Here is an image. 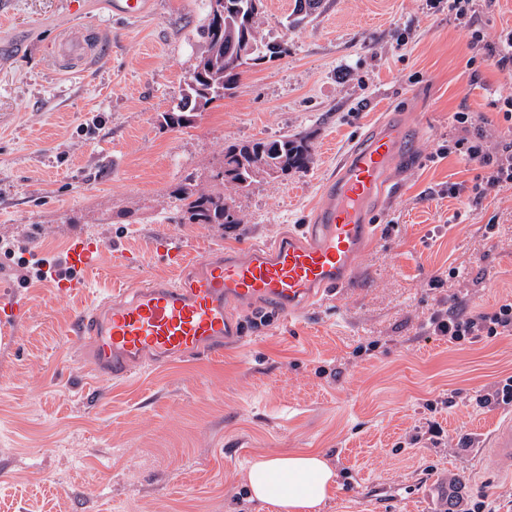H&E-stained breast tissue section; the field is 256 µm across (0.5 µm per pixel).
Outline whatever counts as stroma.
I'll use <instances>...</instances> for the list:
<instances>
[{"instance_id":"1","label":"stroma","mask_w":512,"mask_h":512,"mask_svg":"<svg viewBox=\"0 0 512 512\" xmlns=\"http://www.w3.org/2000/svg\"><path fill=\"white\" fill-rule=\"evenodd\" d=\"M108 4L6 0L0 26V292L27 305L22 323L0 326V512H271L249 497L250 461L310 448L337 474L321 512H464L477 496L512 512V457L486 450L505 413L476 403L512 375V335L452 347L425 331L434 310L512 300V188L478 204L449 197L475 170L437 155L461 137L462 109L495 149L507 125L490 101L512 95V73L467 69L466 28L430 0H324L295 27L292 0H263L260 33L287 55L170 127L163 115L206 47V0H151L136 21ZM76 26L102 29L106 44L88 73L68 76L51 50ZM389 112L408 122V149L350 288L292 320L239 312L242 338L220 356L112 384L84 368L71 334L80 309L105 289L176 277L156 237L199 258L312 223L325 179ZM285 134L310 145L306 171L225 185L239 223H181L179 186L213 190L228 146ZM77 236L100 247L77 292L22 281L31 258L65 271ZM429 400L442 408L430 413ZM466 434L472 447H459Z\"/></svg>"}]
</instances>
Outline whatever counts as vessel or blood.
I'll list each match as a JSON object with an SVG mask.
<instances>
[{
    "label": "vessel or blood",
    "instance_id": "b4317fda",
    "mask_svg": "<svg viewBox=\"0 0 512 512\" xmlns=\"http://www.w3.org/2000/svg\"><path fill=\"white\" fill-rule=\"evenodd\" d=\"M149 6L150 0H112V13L136 19ZM102 42V35L93 33L64 37L54 47V62L64 72L90 64ZM405 135L404 125L392 119L348 152L323 190L314 223L300 232L272 245L209 254L183 264L178 281L145 280L80 312L72 333L91 371L119 380L148 364L218 353L241 337L233 308L262 305L292 317L350 287L375 236L371 206L386 191L387 172L400 157ZM99 252L91 239H76L67 264L89 269ZM489 446L495 455H512L511 415L501 420Z\"/></svg>",
    "mask_w": 512,
    "mask_h": 512
}]
</instances>
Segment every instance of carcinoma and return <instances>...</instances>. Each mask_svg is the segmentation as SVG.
I'll return each instance as SVG.
<instances>
[{
    "instance_id": "1",
    "label": "carcinoma",
    "mask_w": 512,
    "mask_h": 512,
    "mask_svg": "<svg viewBox=\"0 0 512 512\" xmlns=\"http://www.w3.org/2000/svg\"><path fill=\"white\" fill-rule=\"evenodd\" d=\"M260 13L255 0H224L222 22L210 18L205 30L207 50L186 82L179 109L167 115L170 124H181L187 112L205 111L214 101L223 98L236 87L239 73L234 71L233 56L228 54L231 44L248 37L253 46L252 60L255 66L288 53V48L277 51L259 38L257 19ZM259 155L280 176L305 171L311 157L308 143L296 135L231 145L225 150L224 156L235 159L238 172L230 184L249 187L257 182L251 161L252 157ZM176 196L183 224H215L223 228L228 224L240 223L236 216L230 219L225 217L224 191L221 189L200 192L182 185L177 189Z\"/></svg>"
}]
</instances>
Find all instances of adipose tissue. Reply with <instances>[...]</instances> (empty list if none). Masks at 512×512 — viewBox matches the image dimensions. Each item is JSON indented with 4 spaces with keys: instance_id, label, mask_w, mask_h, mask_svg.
Segmentation results:
<instances>
[{
    "instance_id": "1",
    "label": "adipose tissue",
    "mask_w": 512,
    "mask_h": 512,
    "mask_svg": "<svg viewBox=\"0 0 512 512\" xmlns=\"http://www.w3.org/2000/svg\"><path fill=\"white\" fill-rule=\"evenodd\" d=\"M335 479V470L318 451L266 454L247 472L252 498L277 512H319Z\"/></svg>"
}]
</instances>
